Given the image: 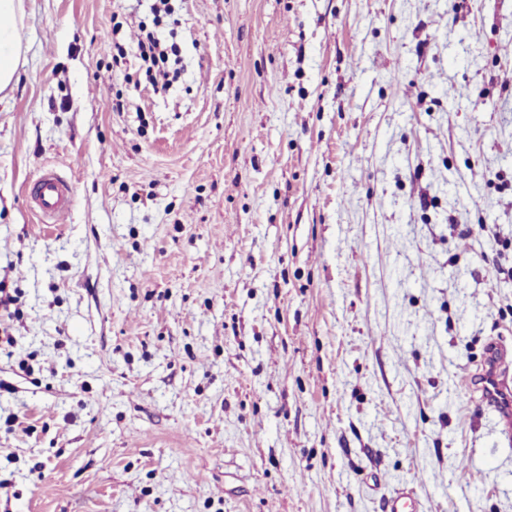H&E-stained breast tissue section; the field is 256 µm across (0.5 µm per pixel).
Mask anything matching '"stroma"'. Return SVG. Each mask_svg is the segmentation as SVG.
Listing matches in <instances>:
<instances>
[{"label": "stroma", "mask_w": 512, "mask_h": 512, "mask_svg": "<svg viewBox=\"0 0 512 512\" xmlns=\"http://www.w3.org/2000/svg\"><path fill=\"white\" fill-rule=\"evenodd\" d=\"M24 13L0 512H384L402 485L512 512V442L461 384L512 348V0ZM145 27L178 48L163 90ZM48 166L55 224L26 194ZM31 198L42 220L53 223L69 211L71 185L54 169H44L36 181Z\"/></svg>", "instance_id": "obj_1"}]
</instances>
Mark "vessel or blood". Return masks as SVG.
I'll list each match as a JSON object with an SVG mask.
<instances>
[{"instance_id":"vessel-or-blood-1","label":"vessel or blood","mask_w":512,"mask_h":512,"mask_svg":"<svg viewBox=\"0 0 512 512\" xmlns=\"http://www.w3.org/2000/svg\"><path fill=\"white\" fill-rule=\"evenodd\" d=\"M35 211L43 221L52 223L68 212L71 203V185L54 169L43 170L31 194ZM501 344H492L486 354L481 371L464 376L462 382L474 387L478 407L494 412L504 428L506 437H512V376L506 370L511 356ZM389 512H417L413 488L398 487L387 503Z\"/></svg>"}]
</instances>
